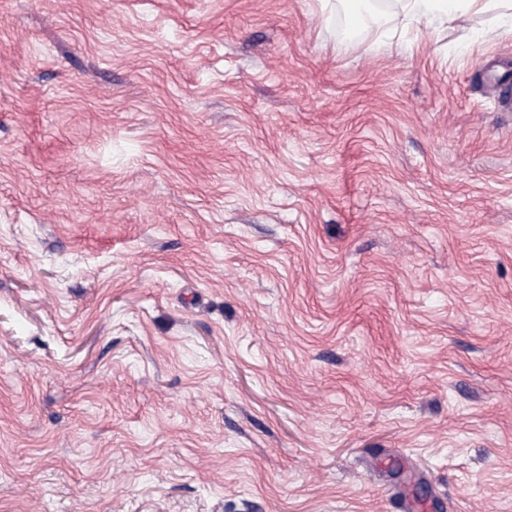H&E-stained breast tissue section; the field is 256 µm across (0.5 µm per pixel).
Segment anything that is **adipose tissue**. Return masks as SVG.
Listing matches in <instances>:
<instances>
[{
	"label": "adipose tissue",
	"mask_w": 512,
	"mask_h": 512,
	"mask_svg": "<svg viewBox=\"0 0 512 512\" xmlns=\"http://www.w3.org/2000/svg\"><path fill=\"white\" fill-rule=\"evenodd\" d=\"M399 29L438 27L460 32L463 38L472 35L471 21L475 14L488 13L493 25L512 24V0H400Z\"/></svg>",
	"instance_id": "1"
}]
</instances>
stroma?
I'll use <instances>...</instances> for the list:
<instances>
[{
	"mask_svg": "<svg viewBox=\"0 0 512 512\" xmlns=\"http://www.w3.org/2000/svg\"><path fill=\"white\" fill-rule=\"evenodd\" d=\"M0 0V512H512V29Z\"/></svg>",
	"mask_w": 512,
	"mask_h": 512,
	"instance_id": "stroma-1",
	"label": "stroma"
}]
</instances>
